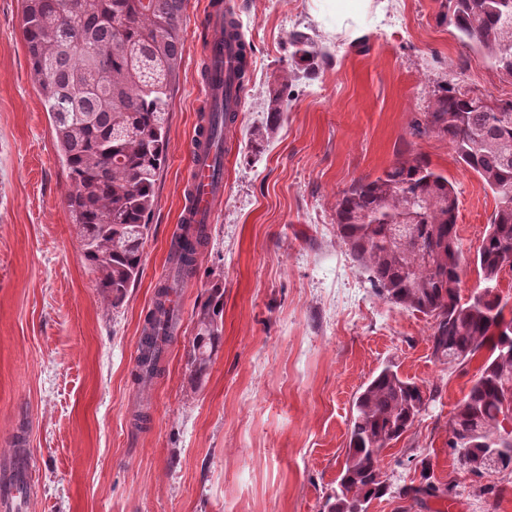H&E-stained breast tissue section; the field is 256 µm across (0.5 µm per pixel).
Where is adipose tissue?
<instances>
[{"label":"adipose tissue","mask_w":512,"mask_h":512,"mask_svg":"<svg viewBox=\"0 0 512 512\" xmlns=\"http://www.w3.org/2000/svg\"><path fill=\"white\" fill-rule=\"evenodd\" d=\"M389 0H311L316 21L336 39L354 42L385 20Z\"/></svg>","instance_id":"1"}]
</instances>
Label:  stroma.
<instances>
[{
	"instance_id": "35a3bbf8",
	"label": "stroma",
	"mask_w": 512,
	"mask_h": 512,
	"mask_svg": "<svg viewBox=\"0 0 512 512\" xmlns=\"http://www.w3.org/2000/svg\"><path fill=\"white\" fill-rule=\"evenodd\" d=\"M209 2L187 0L142 272L115 306L81 255L66 165L22 38L24 0H0V461L15 431L28 430L27 512H321L345 460L353 401L388 363L435 397L380 467L415 485L428 461L449 494L423 505L385 496L368 512H512V475L475 477L448 446L479 361H438L434 318L379 296L335 223L350 185L420 156L455 186L466 255L482 242L492 193L446 138L415 134L413 123L444 90L508 100L512 80L440 21L441 0H392L383 25L348 45L319 27L309 0H226L252 54L224 199L195 276L176 290L161 372L136 381L145 315L172 275L182 229ZM296 31L318 53L309 76L292 74ZM278 91L283 118L254 147L250 134ZM216 282L223 338L196 385L194 314Z\"/></svg>"
}]
</instances>
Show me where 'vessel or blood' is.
I'll list each match as a JSON object with an SVG mask.
<instances>
[{
  "label": "vessel or blood",
  "mask_w": 512,
  "mask_h": 512,
  "mask_svg": "<svg viewBox=\"0 0 512 512\" xmlns=\"http://www.w3.org/2000/svg\"><path fill=\"white\" fill-rule=\"evenodd\" d=\"M229 13L222 0H212L203 54L207 62L219 64L222 80L217 83L212 78H205L203 88L207 101H225L227 111L236 112L241 108L243 87L236 79L237 45L224 39V18ZM190 155L179 221L183 224H209L224 195V176L217 169L214 145L201 132H194L191 138ZM19 464V458L14 457L0 467V512H22L25 506V491L14 478Z\"/></svg>",
  "instance_id": "1"
}]
</instances>
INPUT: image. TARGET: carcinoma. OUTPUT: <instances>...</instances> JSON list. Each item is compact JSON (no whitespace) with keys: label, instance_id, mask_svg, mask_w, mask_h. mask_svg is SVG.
Listing matches in <instances>:
<instances>
[{"label":"carcinoma","instance_id":"carcinoma-1","mask_svg":"<svg viewBox=\"0 0 512 512\" xmlns=\"http://www.w3.org/2000/svg\"><path fill=\"white\" fill-rule=\"evenodd\" d=\"M442 17L459 39L512 79V0H442ZM186 0H25L23 32L58 148L68 168L67 203L80 229L85 262L104 298L120 304L141 272L155 186L166 161L167 121L183 44ZM295 66L308 74L317 52L304 32L292 34ZM271 98L264 140L281 121ZM227 113L212 108L209 131L224 143ZM418 133L453 145L497 200L474 258L482 287L466 303L459 290L468 259L457 234L452 182L421 157L397 160L372 180L353 184L336 202L343 242L383 298L430 315L433 355L452 367L485 354L468 394L448 423V447L480 477V461L496 453V471L512 474V307L499 291L512 269V99L448 89L437 96ZM206 225L183 226L170 263L174 280L197 269ZM165 282L157 290L140 341L137 375L160 373L176 322ZM224 289L215 283L196 311L188 353L190 377L201 382L220 345ZM427 404L426 393L387 364L361 389L352 407L348 451L323 512H367L391 488L379 465L381 448L398 440ZM419 485L397 488L400 499L448 493L420 462Z\"/></svg>","mask_w":512,"mask_h":512}]
</instances>
